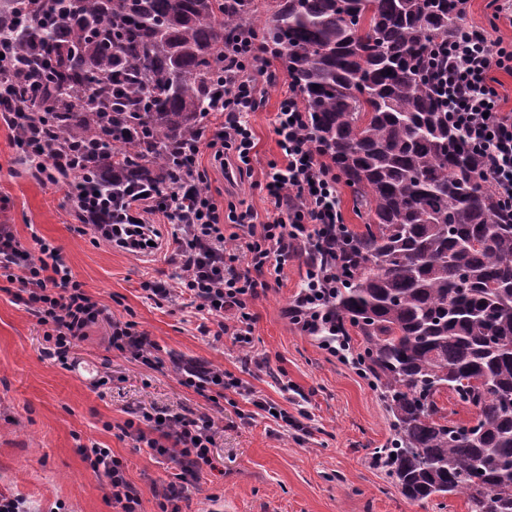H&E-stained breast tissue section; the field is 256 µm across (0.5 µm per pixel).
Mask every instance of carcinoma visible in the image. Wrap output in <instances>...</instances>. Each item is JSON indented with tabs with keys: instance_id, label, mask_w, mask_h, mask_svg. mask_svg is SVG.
Returning <instances> with one entry per match:
<instances>
[{
	"instance_id": "carcinoma-1",
	"label": "carcinoma",
	"mask_w": 512,
	"mask_h": 512,
	"mask_svg": "<svg viewBox=\"0 0 512 512\" xmlns=\"http://www.w3.org/2000/svg\"><path fill=\"white\" fill-rule=\"evenodd\" d=\"M0 0V112L49 114L53 147L90 142L86 187L120 201L165 190L246 29L284 60L307 132L352 191L364 230L308 244L336 274L309 330L354 363L389 416L373 449L411 503L461 495L512 512V216L426 77L461 0ZM319 89H314V86ZM452 392L475 410L440 414Z\"/></svg>"
}]
</instances>
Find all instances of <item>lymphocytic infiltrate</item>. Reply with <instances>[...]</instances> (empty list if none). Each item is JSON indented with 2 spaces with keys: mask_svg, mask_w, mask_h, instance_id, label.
Returning <instances> with one entry per match:
<instances>
[{
  "mask_svg": "<svg viewBox=\"0 0 512 512\" xmlns=\"http://www.w3.org/2000/svg\"><path fill=\"white\" fill-rule=\"evenodd\" d=\"M262 52L246 32L224 51V91L215 105L224 121L206 146L233 180L254 173L255 142L248 115L260 95L254 69ZM433 62L431 79L443 109L478 153L482 181L496 190L512 213V113L502 110L495 87L496 72H512V39L492 36L465 21L453 40L435 48ZM274 133L280 156L262 171L274 212L262 222L250 210L237 216L246 235H225L224 210L198 189L201 175L194 169L174 181L165 199H154L150 205L174 226L173 240L183 261L181 292L216 325L218 335L231 336L243 347L252 341L251 308L267 294L272 277L299 246L335 240L336 227L344 222L336 172L323 162L321 149L306 131V114L294 97L281 100ZM77 202L82 218L78 233L93 232L95 240L132 254L147 250L157 235L140 205H116L111 198L85 192L78 194ZM35 244L36 252L25 250L11 225L1 224L0 277L19 285L21 301L44 326L43 356L69 370L75 366L74 348L90 326L108 319L107 312L74 278L58 248L42 238ZM108 321L110 347L130 353L146 366L157 363L155 343L134 322ZM122 431L172 466V481L155 496V512H181L179 501L186 496L188 481L199 479L213 464L211 420L144 412L127 419ZM79 452L93 471L108 478L109 504L121 512H141V495L127 480L121 458L96 444L80 445Z\"/></svg>",
  "mask_w": 512,
  "mask_h": 512,
  "instance_id": "1",
  "label": "lymphocytic infiltrate"
}]
</instances>
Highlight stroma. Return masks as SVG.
<instances>
[{
  "mask_svg": "<svg viewBox=\"0 0 512 512\" xmlns=\"http://www.w3.org/2000/svg\"><path fill=\"white\" fill-rule=\"evenodd\" d=\"M262 97L249 120L257 163L278 156L274 118L288 93L281 60L258 64ZM203 185L219 205L265 215L258 179L229 183L210 150L198 159ZM160 249L137 256L78 234L81 216L63 188L33 178L16 160L13 134L0 122V224L19 241L41 237L67 258L76 280L112 317L137 323L156 342L150 368L108 345V327L89 328L74 350L75 370L44 357L43 329L0 278V495L26 500L31 512H117L106 500L107 480L83 461L79 444L111 449L140 491L143 512L169 470L150 449L124 437L120 425L139 411L189 410L208 415L216 442L213 468L203 471L182 512H205L210 497L230 512H467L464 498L407 501L372 458L391 437L377 393L350 363L326 349L288 317L306 279L305 254L289 259L277 282L252 308L251 347L201 333L203 315L188 296L148 299L145 282L176 284L181 257L162 216ZM221 369L246 383V394L225 392L211 402L184 383L185 369ZM112 381L96 389L103 376ZM279 405L291 423L274 420L254 398Z\"/></svg>",
  "mask_w": 512,
  "mask_h": 512,
  "instance_id": "stroma-1",
  "label": "stroma"
}]
</instances>
